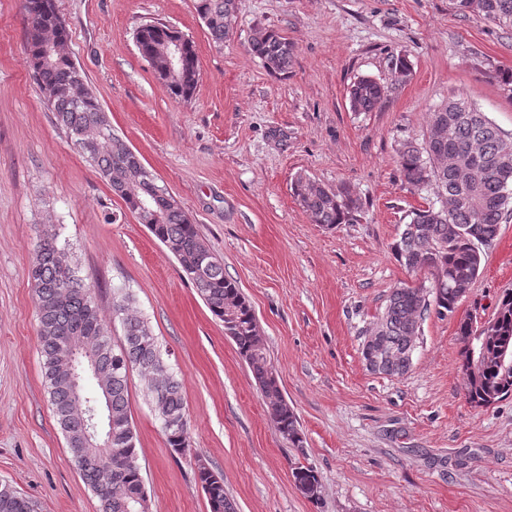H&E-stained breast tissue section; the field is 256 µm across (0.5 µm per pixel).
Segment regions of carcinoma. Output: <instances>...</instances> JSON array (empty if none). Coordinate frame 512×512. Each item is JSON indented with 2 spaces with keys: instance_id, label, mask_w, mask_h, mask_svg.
Wrapping results in <instances>:
<instances>
[{
  "instance_id": "carcinoma-1",
  "label": "carcinoma",
  "mask_w": 512,
  "mask_h": 512,
  "mask_svg": "<svg viewBox=\"0 0 512 512\" xmlns=\"http://www.w3.org/2000/svg\"><path fill=\"white\" fill-rule=\"evenodd\" d=\"M233 0H196V12L217 46L229 32L224 16ZM457 11L512 29V0H455ZM26 51L43 102L57 123L74 138L83 134L101 147L84 156L136 214L145 202L159 214L150 232L178 261L182 276L196 288L211 314L224 324V333L236 346L258 385L271 423L293 448L304 447V436L288 404L276 373L267 361L266 348L251 306L236 285L224 276V262L200 236L196 225L177 202L163 197L165 187L143 175L128 144L112 129L84 72L70 57L53 46L68 40V31L53 0H25ZM179 40L185 46L184 67L178 78L168 71L156 48ZM142 57L153 58V70L171 93L189 99L198 81L193 42L159 23H145L135 33ZM250 54L271 74L285 75L292 49L273 30L259 33L249 43ZM388 87L361 77L349 88V100L359 112H371L385 97ZM444 125L446 135L437 139L433 129ZM404 181L416 190L429 187L452 204L451 210L429 206L418 209L404 225L394 252L411 273L425 277L415 285L393 288L361 347L367 370L388 376L407 374L420 333V320L429 307L438 314H452L461 298L456 286L474 283L482 271V246L499 235L504 216L512 213V143L486 116L463 100H450L429 113L422 143L407 141L399 152ZM294 194L311 220L328 228L345 223L353 199L348 189H330L306 176H296ZM55 224H41L29 277L35 292L38 348L44 385L53 413L75 466L99 498V512H147V496L138 463L136 432L129 402L128 377L137 369L144 376V393L160 421L167 445L177 454L189 451L188 422L181 382L163 358L158 337L146 320L130 313L132 295L113 302V314L121 320L123 335L115 344L111 327L100 315L95 289L78 275V263L70 250L58 244ZM494 333L484 341L482 357L471 358L464 346L459 369L465 374L466 398L486 407L512 394V363H500L498 351L512 348V291L499 298ZM89 371L96 390H73L67 371L73 351ZM98 405L112 430L109 443L86 436L83 417ZM112 463V482L104 484L99 463ZM295 485L305 497L318 500L320 486L313 467L293 468ZM197 479L205 492L210 512H238L234 499L224 491L223 478L205 464L198 465ZM0 512H38L37 504L7 482H0Z\"/></svg>"
}]
</instances>
